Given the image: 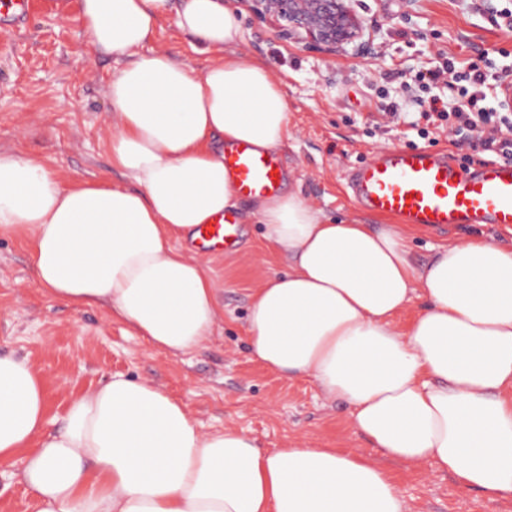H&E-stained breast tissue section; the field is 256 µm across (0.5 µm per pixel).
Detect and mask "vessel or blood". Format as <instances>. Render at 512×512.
I'll use <instances>...</instances> for the list:
<instances>
[{
  "label": "vessel or blood",
  "mask_w": 512,
  "mask_h": 512,
  "mask_svg": "<svg viewBox=\"0 0 512 512\" xmlns=\"http://www.w3.org/2000/svg\"><path fill=\"white\" fill-rule=\"evenodd\" d=\"M224 165L245 196L277 192L283 181L278 157L245 143L225 146ZM348 186L362 208L422 229L512 227V158L489 160L465 171L442 152L389 149L355 168ZM239 233L236 220L224 214L197 226L193 245L226 250L237 245Z\"/></svg>",
  "instance_id": "obj_1"
}]
</instances>
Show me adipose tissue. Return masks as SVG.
<instances>
[{"mask_svg":"<svg viewBox=\"0 0 512 512\" xmlns=\"http://www.w3.org/2000/svg\"><path fill=\"white\" fill-rule=\"evenodd\" d=\"M89 50L112 58L102 141L125 188L66 182L44 161L0 150V233L27 243L35 282L172 356L218 326L217 283L177 247L240 210L224 147L278 152L290 136L283 83L237 53L224 0H78ZM207 56L202 68L153 42L166 18ZM245 219L288 263L255 288L251 359L311 380L350 410L388 459L433 465L489 500L512 498V250L473 239L416 259L407 227L330 217L300 192L258 193ZM423 305L407 328L397 317ZM26 357L0 355V463L21 462L37 512H409L378 461L296 442L270 452L243 429L202 432L162 386L121 375L76 398L50 429Z\"/></svg>","mask_w":512,"mask_h":512,"instance_id":"1","label":"adipose tissue"}]
</instances>
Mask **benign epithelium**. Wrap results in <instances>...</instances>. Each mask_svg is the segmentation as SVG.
Here are the masks:
<instances>
[{"label":"benign epithelium","instance_id":"7a95c632","mask_svg":"<svg viewBox=\"0 0 512 512\" xmlns=\"http://www.w3.org/2000/svg\"><path fill=\"white\" fill-rule=\"evenodd\" d=\"M261 19L275 21L288 38L330 51L353 50V57L374 55L375 45L353 0H249Z\"/></svg>","mask_w":512,"mask_h":512}]
</instances>
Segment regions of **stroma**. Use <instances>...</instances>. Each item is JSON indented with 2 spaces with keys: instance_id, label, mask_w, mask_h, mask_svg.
<instances>
[{
  "instance_id": "stroma-1",
  "label": "stroma",
  "mask_w": 512,
  "mask_h": 512,
  "mask_svg": "<svg viewBox=\"0 0 512 512\" xmlns=\"http://www.w3.org/2000/svg\"><path fill=\"white\" fill-rule=\"evenodd\" d=\"M233 4L244 29L238 53L270 65L290 105V137L279 152L283 189L300 191L325 215L368 224L379 217L350 197L346 182L353 167L372 152L411 140L426 145L403 122L384 133L373 130L379 105L399 99L438 51L462 60L488 49L499 68L506 60L497 48L512 50V36L489 20L493 11L512 10V0H491L479 11L470 0H355L377 45L365 59L289 39L258 18L247 0ZM29 7L27 23L0 26V149L38 157L68 180L105 177L126 185L100 147L109 125L111 58L86 53L77 0H29ZM205 260L224 315L205 347L174 357L110 320L105 309L77 310L44 295L25 243L2 234L0 355L27 357L40 372L56 423L74 399L121 374L164 386L204 432L232 424L266 451L302 439L379 458L372 443L350 428L344 403L328 402L311 381L279 376L249 358L244 329L250 295L286 268L260 225L244 224L234 252ZM389 468L411 512H512L511 498L488 500L432 467L393 462Z\"/></svg>"
}]
</instances>
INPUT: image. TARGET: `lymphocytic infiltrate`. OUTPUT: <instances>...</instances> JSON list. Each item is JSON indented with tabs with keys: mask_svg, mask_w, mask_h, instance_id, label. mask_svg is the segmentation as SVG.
<instances>
[{
	"mask_svg": "<svg viewBox=\"0 0 512 512\" xmlns=\"http://www.w3.org/2000/svg\"><path fill=\"white\" fill-rule=\"evenodd\" d=\"M487 52L466 60L443 57L421 78L435 92L426 108L413 113L409 124L421 138L439 142L441 137L473 140L480 153H507L512 148V114L497 111L492 100L512 85V68L493 70ZM454 90V98L442 96V89Z\"/></svg>",
	"mask_w": 512,
	"mask_h": 512,
	"instance_id": "obj_1",
	"label": "lymphocytic infiltrate"
}]
</instances>
